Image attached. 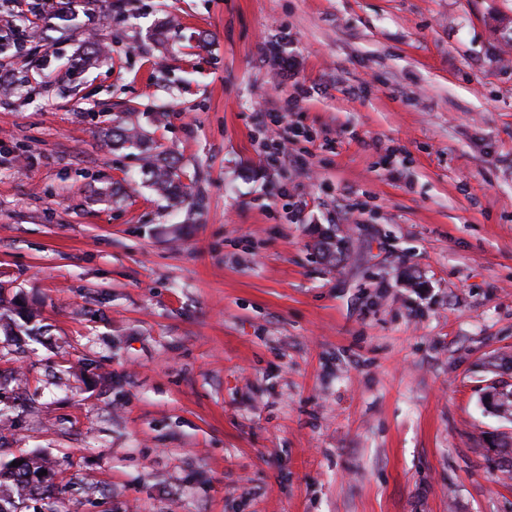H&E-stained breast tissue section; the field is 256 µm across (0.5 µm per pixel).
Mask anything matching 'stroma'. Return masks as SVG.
Here are the masks:
<instances>
[{
  "label": "stroma",
  "instance_id": "35a3bbf8",
  "mask_svg": "<svg viewBox=\"0 0 512 512\" xmlns=\"http://www.w3.org/2000/svg\"><path fill=\"white\" fill-rule=\"evenodd\" d=\"M56 6L0 0V463L57 512H512V0ZM115 120V125L104 133V137L112 144V147L143 148L147 155L144 157L142 168L143 177L151 182V185L169 199L182 197L183 185L180 181V168L177 166L178 159L172 156L160 157V154H150L147 146V136L139 125L128 122L123 116Z\"/></svg>",
  "mask_w": 512,
  "mask_h": 512
}]
</instances>
